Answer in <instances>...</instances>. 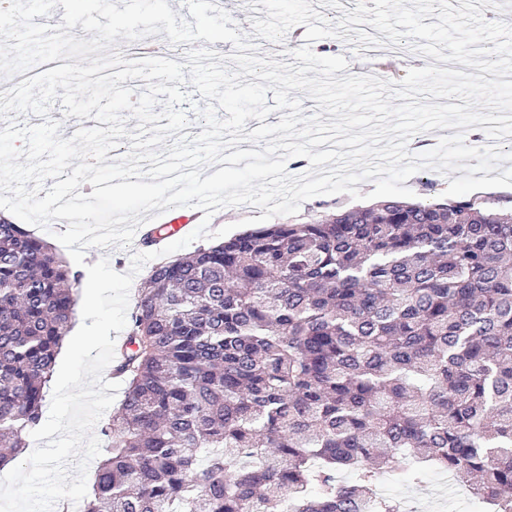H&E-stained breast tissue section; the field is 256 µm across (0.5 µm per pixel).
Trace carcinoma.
I'll return each mask as SVG.
<instances>
[{"label":"carcinoma","instance_id":"carcinoma-1","mask_svg":"<svg viewBox=\"0 0 512 512\" xmlns=\"http://www.w3.org/2000/svg\"><path fill=\"white\" fill-rule=\"evenodd\" d=\"M504 202L387 199L153 267L82 512H401L376 482L407 459L512 512ZM80 281L0 220V464L41 421ZM115 382L120 384L118 392H116L115 390H111V393L108 394V395H113V394L117 393L115 400H114L113 404L108 408V410L103 414L101 419L97 422V424L95 425L94 430H93L94 435L99 439V441L101 443L102 452L98 457H96L94 460H92L89 465L88 475H87V486H88L87 495L89 494V492L91 490V486H92L95 471H96V466L98 465L99 461H101L106 456V454L108 453V451L110 449L109 447L112 443V438L106 436L104 433V430L106 429V427L110 426L109 425L110 423H112L111 422L112 415L119 408V406L124 398V391L126 388L125 382H122L119 379H117Z\"/></svg>","mask_w":512,"mask_h":512}]
</instances>
